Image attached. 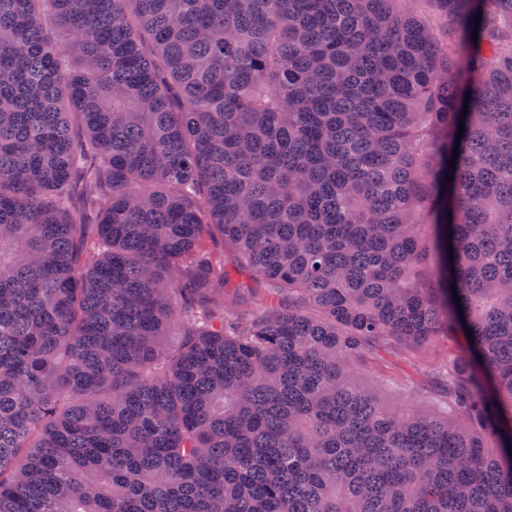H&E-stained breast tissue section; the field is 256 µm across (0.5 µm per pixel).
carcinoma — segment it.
<instances>
[{
    "label": "carcinoma",
    "mask_w": 512,
    "mask_h": 512,
    "mask_svg": "<svg viewBox=\"0 0 512 512\" xmlns=\"http://www.w3.org/2000/svg\"><path fill=\"white\" fill-rule=\"evenodd\" d=\"M428 2L0 0V512H512V0Z\"/></svg>",
    "instance_id": "obj_1"
}]
</instances>
